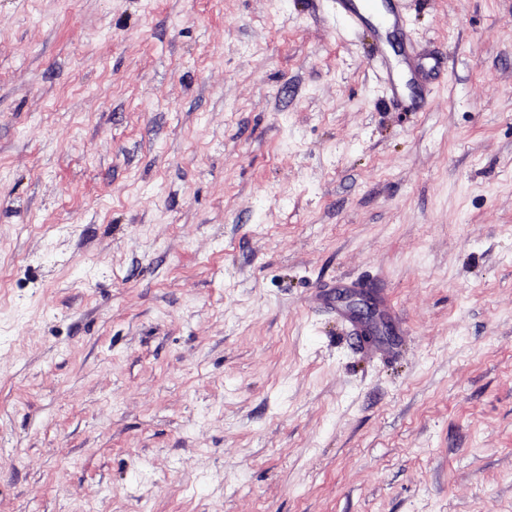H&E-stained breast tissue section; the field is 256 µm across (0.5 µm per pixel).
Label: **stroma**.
<instances>
[{"label":"stroma","instance_id":"35a3bbf8","mask_svg":"<svg viewBox=\"0 0 512 512\" xmlns=\"http://www.w3.org/2000/svg\"><path fill=\"white\" fill-rule=\"evenodd\" d=\"M403 8L0 0V512H512V0ZM336 17L349 28L371 25L374 32L402 28L405 24L402 0H332ZM383 7L385 10L383 11ZM372 63L379 68L384 83L393 95L397 93L399 87H404L408 81L409 74L393 69L387 62L384 55L377 51L376 56L371 58Z\"/></svg>","mask_w":512,"mask_h":512}]
</instances>
